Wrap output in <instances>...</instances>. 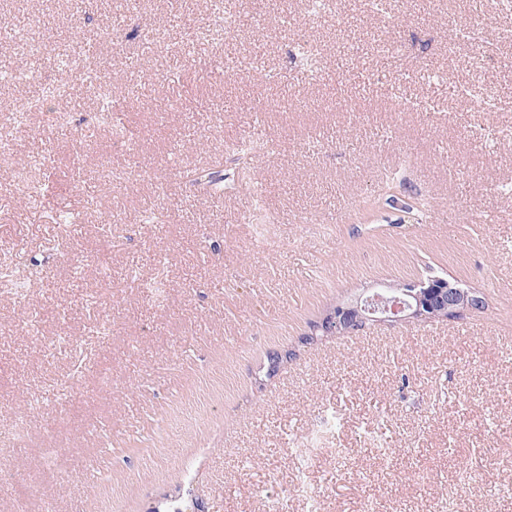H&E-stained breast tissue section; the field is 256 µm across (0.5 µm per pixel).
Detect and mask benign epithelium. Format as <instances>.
I'll return each instance as SVG.
<instances>
[{
  "label": "benign epithelium",
  "mask_w": 512,
  "mask_h": 512,
  "mask_svg": "<svg viewBox=\"0 0 512 512\" xmlns=\"http://www.w3.org/2000/svg\"><path fill=\"white\" fill-rule=\"evenodd\" d=\"M485 298L473 289L462 288L436 277L400 284L396 289L372 288L328 311L317 329L325 335H346L365 322L400 323L430 320L443 314L458 319L485 308Z\"/></svg>",
  "instance_id": "1"
}]
</instances>
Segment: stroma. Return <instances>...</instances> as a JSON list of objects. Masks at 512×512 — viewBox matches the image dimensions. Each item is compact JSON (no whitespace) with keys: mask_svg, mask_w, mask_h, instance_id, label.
I'll return each instance as SVG.
<instances>
[{"mask_svg":"<svg viewBox=\"0 0 512 512\" xmlns=\"http://www.w3.org/2000/svg\"><path fill=\"white\" fill-rule=\"evenodd\" d=\"M0 10L60 53L109 30L99 76L139 61L114 94L131 147L91 128L89 85L67 128L17 127L48 61L0 49V259L30 282L0 288V512H308L302 484L322 512H512V0H224L213 45L202 0ZM41 150L49 191L21 196ZM245 162L221 197L189 180ZM432 276L485 309L310 335Z\"/></svg>","mask_w":512,"mask_h":512,"instance_id":"stroma-1","label":"stroma"}]
</instances>
